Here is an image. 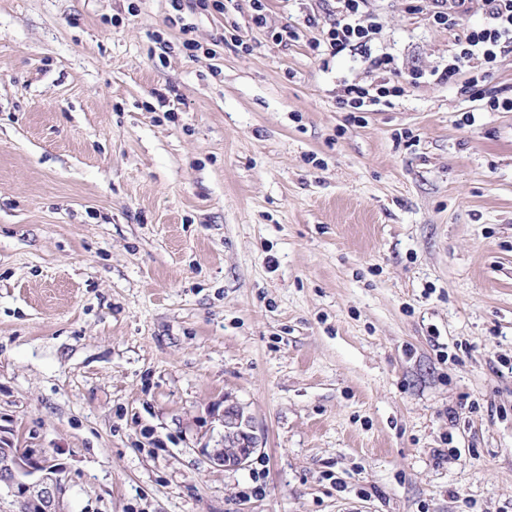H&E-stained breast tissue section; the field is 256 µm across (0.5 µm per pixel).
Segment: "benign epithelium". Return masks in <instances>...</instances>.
Wrapping results in <instances>:
<instances>
[{"instance_id":"1","label":"benign epithelium","mask_w":512,"mask_h":512,"mask_svg":"<svg viewBox=\"0 0 512 512\" xmlns=\"http://www.w3.org/2000/svg\"><path fill=\"white\" fill-rule=\"evenodd\" d=\"M224 447L209 453L219 465H244L258 445L252 417L241 407H224ZM15 496L25 507L37 512H66L63 485L56 468L32 453L23 455L13 448H0V497Z\"/></svg>"}]
</instances>
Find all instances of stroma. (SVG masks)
Masks as SVG:
<instances>
[{
  "label": "stroma",
  "mask_w": 512,
  "mask_h": 512,
  "mask_svg": "<svg viewBox=\"0 0 512 512\" xmlns=\"http://www.w3.org/2000/svg\"><path fill=\"white\" fill-rule=\"evenodd\" d=\"M266 6L0 0V441L68 512H512V53L410 85L454 37L372 0L355 120L328 0ZM403 94L402 86L391 83L383 77L374 85H347L344 89L342 104L349 108V112H372L374 106L391 105V98L400 97ZM224 448L208 452L210 459L219 465H244L258 445L252 417L241 407L229 404L224 407Z\"/></svg>",
  "instance_id": "1"
}]
</instances>
